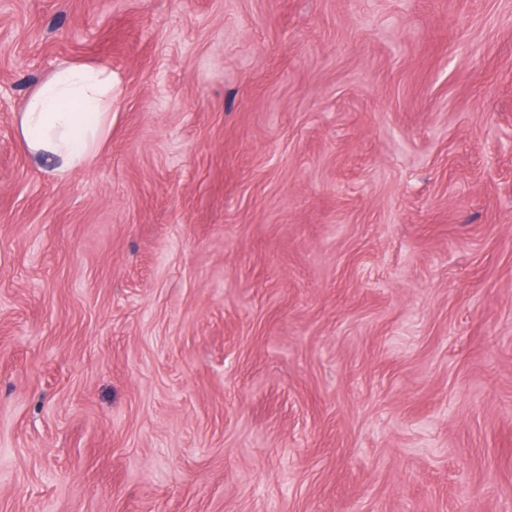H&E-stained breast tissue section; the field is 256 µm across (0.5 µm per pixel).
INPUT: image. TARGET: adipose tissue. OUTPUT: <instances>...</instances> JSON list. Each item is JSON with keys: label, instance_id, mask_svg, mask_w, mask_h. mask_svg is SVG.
<instances>
[{"label": "adipose tissue", "instance_id": "ef3b65f1", "mask_svg": "<svg viewBox=\"0 0 512 512\" xmlns=\"http://www.w3.org/2000/svg\"><path fill=\"white\" fill-rule=\"evenodd\" d=\"M17 126L32 157L52 161L56 172L91 168L112 129L111 70L59 66L24 97Z\"/></svg>", "mask_w": 512, "mask_h": 512}]
</instances>
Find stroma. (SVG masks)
<instances>
[{"label": "stroma", "mask_w": 512, "mask_h": 512, "mask_svg": "<svg viewBox=\"0 0 512 512\" xmlns=\"http://www.w3.org/2000/svg\"><path fill=\"white\" fill-rule=\"evenodd\" d=\"M4 83L0 512H512V0H0ZM16 117L34 159L52 161L57 173L91 168L112 129V71L63 64L29 91Z\"/></svg>", "instance_id": "stroma-1"}]
</instances>
